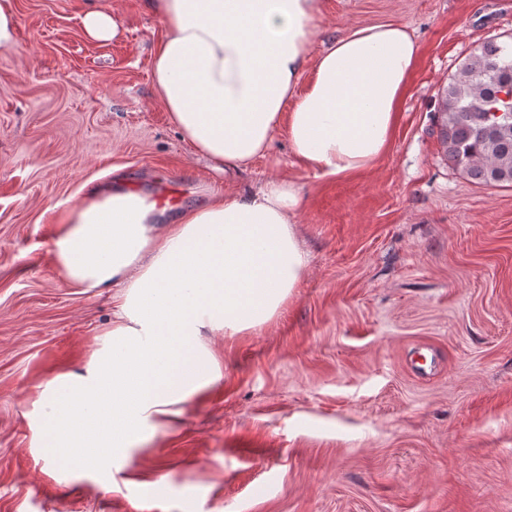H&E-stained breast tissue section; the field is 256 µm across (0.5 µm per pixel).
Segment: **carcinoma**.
I'll return each instance as SVG.
<instances>
[{"label":"carcinoma","instance_id":"cac0c4a2","mask_svg":"<svg viewBox=\"0 0 512 512\" xmlns=\"http://www.w3.org/2000/svg\"><path fill=\"white\" fill-rule=\"evenodd\" d=\"M512 82V44L490 39L466 58L438 94V139L448 162L471 180L512 185V119L495 116L498 95Z\"/></svg>","mask_w":512,"mask_h":512}]
</instances>
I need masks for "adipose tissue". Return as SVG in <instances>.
I'll list each match as a JSON object with an SVG mask.
<instances>
[{"label":"adipose tissue","mask_w":512,"mask_h":512,"mask_svg":"<svg viewBox=\"0 0 512 512\" xmlns=\"http://www.w3.org/2000/svg\"><path fill=\"white\" fill-rule=\"evenodd\" d=\"M162 36L155 99L219 172L249 168L286 129L318 177L387 149L419 46L382 23L317 47L320 0H149ZM295 185L274 176L166 218L144 192L93 189L53 238L60 280L118 291L81 370L40 385L23 411L36 458L69 482L130 461L224 380L214 337L271 320L307 273Z\"/></svg>","instance_id":"adipose-tissue-1"}]
</instances>
